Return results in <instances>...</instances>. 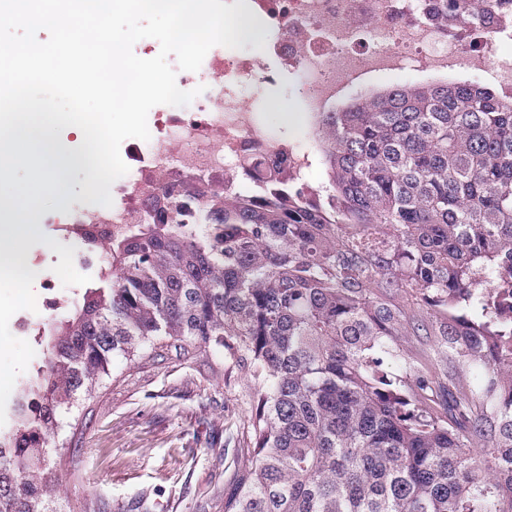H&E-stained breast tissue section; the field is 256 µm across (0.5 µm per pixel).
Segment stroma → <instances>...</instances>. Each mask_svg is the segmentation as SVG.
<instances>
[{"instance_id":"stroma-1","label":"stroma","mask_w":512,"mask_h":512,"mask_svg":"<svg viewBox=\"0 0 512 512\" xmlns=\"http://www.w3.org/2000/svg\"><path fill=\"white\" fill-rule=\"evenodd\" d=\"M297 77L246 90L281 137L306 144L311 119L294 95ZM250 385L243 370L175 351L119 364L60 432L47 458L57 512H210L224 481L248 457Z\"/></svg>"}]
</instances>
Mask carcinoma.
<instances>
[{
  "instance_id": "1",
  "label": "carcinoma",
  "mask_w": 512,
  "mask_h": 512,
  "mask_svg": "<svg viewBox=\"0 0 512 512\" xmlns=\"http://www.w3.org/2000/svg\"><path fill=\"white\" fill-rule=\"evenodd\" d=\"M317 124L318 198L213 191L103 239L0 431V512H55L66 419L165 338L254 386L220 512H512V96L403 86Z\"/></svg>"
}]
</instances>
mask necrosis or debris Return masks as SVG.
I'll list each match as a JSON object with an SVG mask.
<instances>
[{"instance_id":"obj_1","label":"necrosis or debris","mask_w":512,"mask_h":512,"mask_svg":"<svg viewBox=\"0 0 512 512\" xmlns=\"http://www.w3.org/2000/svg\"><path fill=\"white\" fill-rule=\"evenodd\" d=\"M248 0L270 31L263 54L224 46L209 50L198 71H178L188 105L158 106L149 140L123 149L129 171L111 186L112 204L77 205L54 224L81 244L77 267L97 266L91 238L120 235L174 202L196 214L202 192L232 197L269 184L305 182L316 161L307 147L276 136L243 95L244 86L298 77L295 93L309 116L330 111L341 94L373 78L410 71H464L512 93V9L500 0Z\"/></svg>"}]
</instances>
